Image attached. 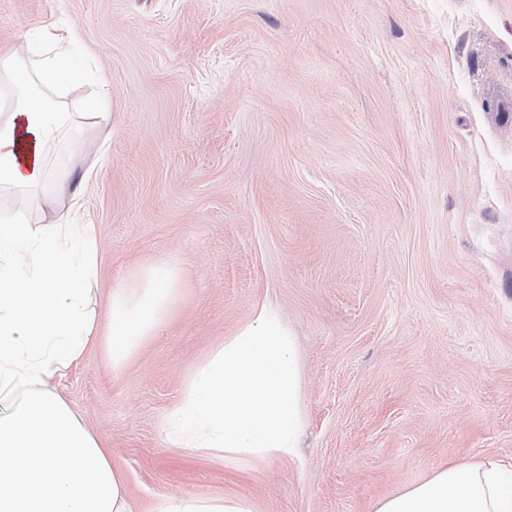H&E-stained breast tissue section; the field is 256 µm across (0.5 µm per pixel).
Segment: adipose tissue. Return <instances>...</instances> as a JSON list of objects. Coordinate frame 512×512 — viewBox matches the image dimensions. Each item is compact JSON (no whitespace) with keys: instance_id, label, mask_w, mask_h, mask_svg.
Returning <instances> with one entry per match:
<instances>
[{"instance_id":"adipose-tissue-1","label":"adipose tissue","mask_w":512,"mask_h":512,"mask_svg":"<svg viewBox=\"0 0 512 512\" xmlns=\"http://www.w3.org/2000/svg\"><path fill=\"white\" fill-rule=\"evenodd\" d=\"M72 58L29 42L0 47V190L24 197L51 180L63 143L77 144L83 115L68 111ZM96 228L60 224L34 234L23 213L0 218V386H23L0 412V512H130L123 475L106 447L44 380L106 334L120 366L168 319L180 285L167 262L140 268L141 291L113 288L99 326L88 305L98 279ZM152 512H254L244 498L162 496ZM374 512H512V460L436 466L422 482L382 499Z\"/></svg>"}]
</instances>
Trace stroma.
<instances>
[{
	"instance_id": "1",
	"label": "stroma",
	"mask_w": 512,
	"mask_h": 512,
	"mask_svg": "<svg viewBox=\"0 0 512 512\" xmlns=\"http://www.w3.org/2000/svg\"><path fill=\"white\" fill-rule=\"evenodd\" d=\"M74 25L112 126L64 146L31 229L97 228L91 305L176 265L120 366L44 386L108 447L132 512L161 496L372 512L446 460L512 456V0H0V41ZM82 181V205L57 196ZM267 301L296 334V457L228 466L162 423Z\"/></svg>"
}]
</instances>
